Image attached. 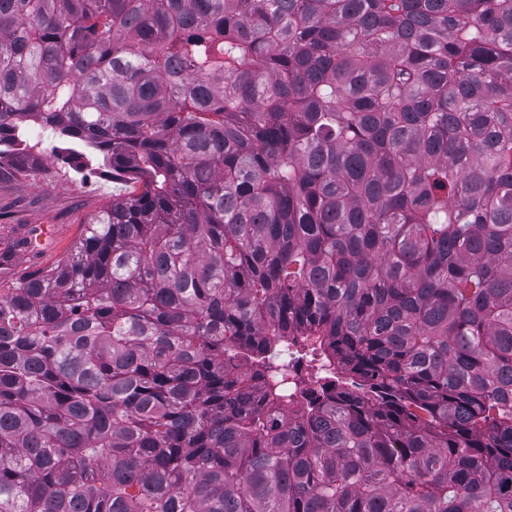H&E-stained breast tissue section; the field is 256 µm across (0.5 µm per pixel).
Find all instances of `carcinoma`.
I'll return each mask as SVG.
<instances>
[{
	"label": "carcinoma",
	"mask_w": 512,
	"mask_h": 512,
	"mask_svg": "<svg viewBox=\"0 0 512 512\" xmlns=\"http://www.w3.org/2000/svg\"><path fill=\"white\" fill-rule=\"evenodd\" d=\"M28 121L128 192L0 288V512H512V0H0ZM307 361L295 354V349L288 340V352L284 353L278 365V371L274 373L273 384L279 387V393L287 398L288 402L305 403L307 397L295 388V380L306 375Z\"/></svg>",
	"instance_id": "1"
}]
</instances>
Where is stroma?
<instances>
[{
    "label": "stroma",
    "mask_w": 512,
    "mask_h": 512,
    "mask_svg": "<svg viewBox=\"0 0 512 512\" xmlns=\"http://www.w3.org/2000/svg\"><path fill=\"white\" fill-rule=\"evenodd\" d=\"M30 139L42 155L37 168L0 184V250L11 244L22 224H53L58 231L39 261L15 252L12 272L17 277L55 262L95 213L125 191L124 183L102 167L100 157L82 158L76 171L62 162V143L52 131L33 125Z\"/></svg>",
    "instance_id": "stroma-1"
}]
</instances>
